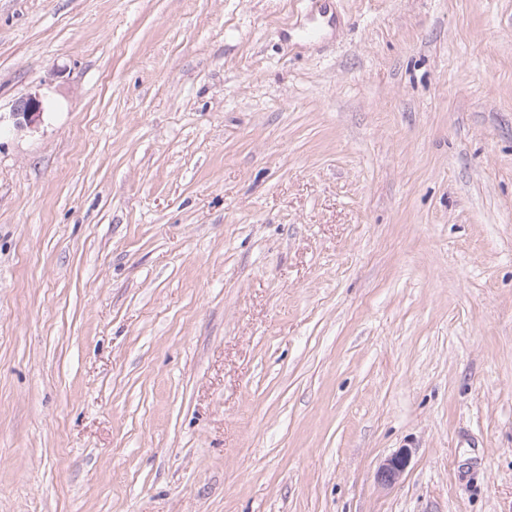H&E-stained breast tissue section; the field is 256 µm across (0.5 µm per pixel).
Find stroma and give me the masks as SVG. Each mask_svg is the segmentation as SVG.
<instances>
[{
	"mask_svg": "<svg viewBox=\"0 0 512 512\" xmlns=\"http://www.w3.org/2000/svg\"><path fill=\"white\" fill-rule=\"evenodd\" d=\"M0 512H512V0H0ZM43 112L44 104L40 95H28L17 102L12 112L15 127L20 130L34 127L41 121ZM411 449L402 448L384 460L376 473L377 483L382 487L393 485L405 471L411 456Z\"/></svg>",
	"mask_w": 512,
	"mask_h": 512,
	"instance_id": "stroma-1",
	"label": "stroma"
}]
</instances>
